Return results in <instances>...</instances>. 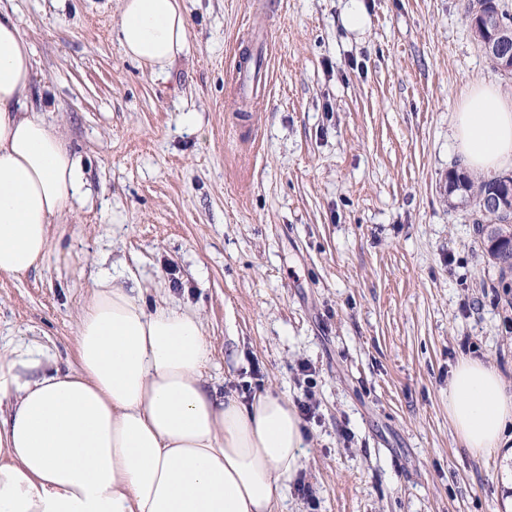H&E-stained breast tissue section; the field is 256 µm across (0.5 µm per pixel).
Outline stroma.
Listing matches in <instances>:
<instances>
[{
	"mask_svg": "<svg viewBox=\"0 0 512 512\" xmlns=\"http://www.w3.org/2000/svg\"><path fill=\"white\" fill-rule=\"evenodd\" d=\"M468 3L365 0L357 34L345 0H183L191 51L159 75L121 52L119 0H0L32 47L30 100L51 97L86 178L43 265L0 274V353L76 367L78 314L107 272L199 315L220 393L312 399L276 512H506L500 458L448 420L461 358L512 393V302L448 204L457 101L512 87ZM245 49L269 83L242 121L228 94ZM342 14V23L348 31H359L367 25V15L362 0H348Z\"/></svg>",
	"mask_w": 512,
	"mask_h": 512,
	"instance_id": "stroma-1",
	"label": "stroma"
}]
</instances>
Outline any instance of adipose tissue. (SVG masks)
I'll return each mask as SVG.
<instances>
[{"label": "adipose tissue", "mask_w": 512, "mask_h": 512, "mask_svg": "<svg viewBox=\"0 0 512 512\" xmlns=\"http://www.w3.org/2000/svg\"><path fill=\"white\" fill-rule=\"evenodd\" d=\"M182 0H121L118 43L152 73L189 54ZM33 52L0 7V273L36 269L81 192L84 171L27 99ZM451 137L467 169L512 167V94L478 83L458 101ZM77 368L15 346L0 358V512H274L301 468L305 436L287 397L209 387L211 345L198 314L146 308L98 279L79 313ZM448 418L477 455L512 475V394L500 373L463 358L448 380Z\"/></svg>", "instance_id": "adipose-tissue-1"}]
</instances>
